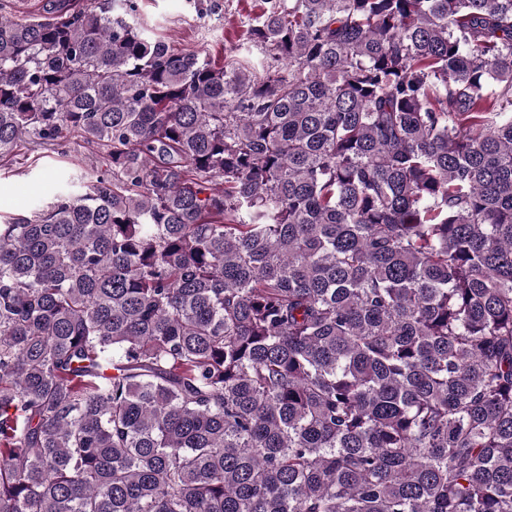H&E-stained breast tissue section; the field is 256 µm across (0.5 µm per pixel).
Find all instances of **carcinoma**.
<instances>
[{"label":"carcinoma","mask_w":512,"mask_h":512,"mask_svg":"<svg viewBox=\"0 0 512 512\" xmlns=\"http://www.w3.org/2000/svg\"><path fill=\"white\" fill-rule=\"evenodd\" d=\"M0 15V512H512V0ZM136 1L141 26L178 50L201 51L216 59L260 58L259 48L246 38L265 0ZM75 135L57 145L34 147L8 169L0 167V220L29 216L49 202L68 174L93 176L104 160Z\"/></svg>","instance_id":"1"}]
</instances>
